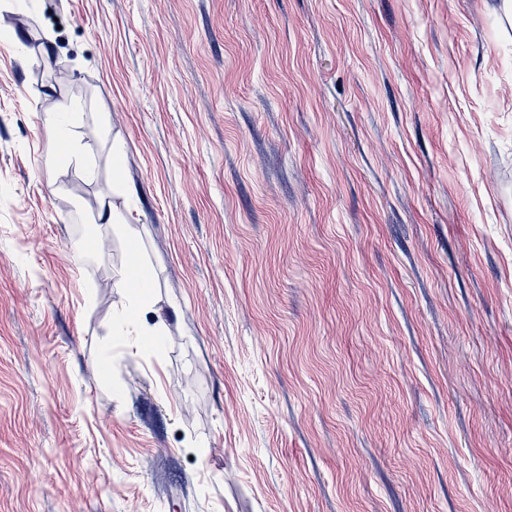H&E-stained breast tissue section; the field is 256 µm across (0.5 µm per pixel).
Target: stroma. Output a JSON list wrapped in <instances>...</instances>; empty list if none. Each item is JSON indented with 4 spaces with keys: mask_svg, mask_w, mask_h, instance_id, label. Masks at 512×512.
I'll list each match as a JSON object with an SVG mask.
<instances>
[{
    "mask_svg": "<svg viewBox=\"0 0 512 512\" xmlns=\"http://www.w3.org/2000/svg\"><path fill=\"white\" fill-rule=\"evenodd\" d=\"M10 2L0 512H512L499 0ZM116 145L153 356L110 334ZM76 108V104L71 103L64 111L49 116L45 122L50 136L55 142L63 145L68 157L80 155L86 149L84 145L72 140L71 130L68 126L67 116L69 111H73Z\"/></svg>",
    "mask_w": 512,
    "mask_h": 512,
    "instance_id": "35a3bbf8",
    "label": "stroma"
}]
</instances>
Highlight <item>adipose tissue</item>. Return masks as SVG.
Segmentation results:
<instances>
[{"label":"adipose tissue","instance_id":"ef3b65f1","mask_svg":"<svg viewBox=\"0 0 512 512\" xmlns=\"http://www.w3.org/2000/svg\"><path fill=\"white\" fill-rule=\"evenodd\" d=\"M124 300L112 312L111 333L114 337L135 338L141 351L158 350L165 334L163 323H147L144 316L158 301L157 284L142 253L133 252L119 282Z\"/></svg>","mask_w":512,"mask_h":512}]
</instances>
